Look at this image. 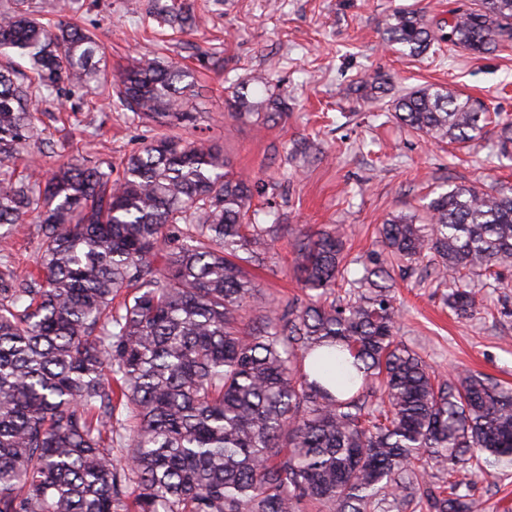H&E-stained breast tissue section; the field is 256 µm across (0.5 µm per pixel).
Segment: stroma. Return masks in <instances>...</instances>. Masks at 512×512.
Masks as SVG:
<instances>
[{"label": "stroma", "instance_id": "obj_1", "mask_svg": "<svg viewBox=\"0 0 512 512\" xmlns=\"http://www.w3.org/2000/svg\"><path fill=\"white\" fill-rule=\"evenodd\" d=\"M175 1L204 15L205 25L182 30L153 20L150 9L168 0H82L75 19L94 35L105 74L142 57L193 72L197 120L182 135L222 149L231 170L251 179L254 208L275 212L280 224L265 266L252 271V316L302 298L291 247L300 233L345 225L346 250L361 257L378 249V224L393 214L423 216L435 188L512 184V160L497 159L495 130L466 153L402 127L387 99L358 92L377 72L392 92L443 85L512 118V46L474 56L438 41L412 58L382 42L397 8L417 10L434 27L471 0ZM256 75L265 84H253ZM242 84L254 99L284 101L281 114L262 127L232 116L226 101ZM62 103L43 143L28 150L46 175L71 159H108L121 176L124 161L159 134L89 88L64 91ZM393 278L399 336L431 369L512 385V288L488 289L485 312L460 319L445 288L416 272ZM475 494L485 512H512V472L479 476Z\"/></svg>", "mask_w": 512, "mask_h": 512}]
</instances>
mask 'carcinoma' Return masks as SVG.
I'll list each match as a JSON object with an SVG mask.
<instances>
[{"mask_svg": "<svg viewBox=\"0 0 512 512\" xmlns=\"http://www.w3.org/2000/svg\"><path fill=\"white\" fill-rule=\"evenodd\" d=\"M438 38L473 55L511 44L512 0H476L439 36L414 10L383 31L411 57ZM96 51L93 35L44 24L26 0L0 11V54L28 64L0 65V512H377L387 495L483 512L466 476L512 468V387L430 371L398 339L381 281L395 262L423 263L456 316L480 313L485 289L509 287L512 186L456 185L422 223L390 216L342 294L343 225L302 235L308 301L271 306L256 325L248 267L280 225L245 223L251 180L174 132L194 123L190 72L141 59L106 81L118 108L164 130L121 178L110 161L72 160L46 181L15 168L44 140L39 103L97 81ZM383 86L374 73L358 91L375 100ZM392 107L404 127L464 146L492 124L499 154L512 152V121L447 88ZM228 108L255 115L244 91ZM28 213L40 257L22 277L9 241ZM430 461L448 479L423 487L412 476Z\"/></svg>", "mask_w": 512, "mask_h": 512, "instance_id": "cac0c4a2", "label": "carcinoma"}]
</instances>
